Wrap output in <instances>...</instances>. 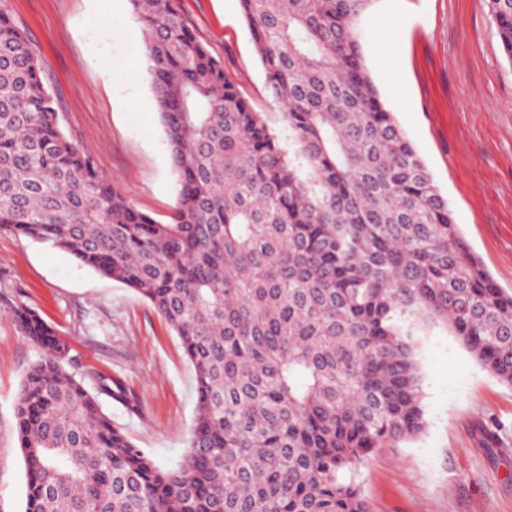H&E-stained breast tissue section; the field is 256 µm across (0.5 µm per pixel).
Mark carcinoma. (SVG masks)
Masks as SVG:
<instances>
[{"mask_svg":"<svg viewBox=\"0 0 512 512\" xmlns=\"http://www.w3.org/2000/svg\"><path fill=\"white\" fill-rule=\"evenodd\" d=\"M239 2L281 130L174 0H131L179 185L167 222L64 133L37 54L0 11V233L140 294L197 384L187 454L161 469L102 409L98 394L123 385L68 372V342L15 310L43 351L14 408L25 512H369L358 467L426 427L419 333L449 328L512 386V292L364 64L357 22L378 0ZM488 9L512 63V0Z\"/></svg>","mask_w":512,"mask_h":512,"instance_id":"1","label":"carcinoma"}]
</instances>
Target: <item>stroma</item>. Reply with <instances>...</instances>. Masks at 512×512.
Returning a JSON list of instances; mask_svg holds the SVG:
<instances>
[{"label":"stroma","mask_w":512,"mask_h":512,"mask_svg":"<svg viewBox=\"0 0 512 512\" xmlns=\"http://www.w3.org/2000/svg\"><path fill=\"white\" fill-rule=\"evenodd\" d=\"M184 21L257 111L279 123L239 0H176ZM25 33L67 136L137 209L166 220L178 196L130 0H0ZM364 59L387 107L447 198L494 280L512 289V63L487 0H378ZM38 312L69 343L68 369L119 379L130 410L112 421L162 469L181 463L195 416V374L179 340L132 289L45 242L0 233V512H25L14 404L41 351L14 312ZM426 429L376 449L357 481L370 512H512V387L446 327L419 342Z\"/></svg>","instance_id":"35a3bbf8"}]
</instances>
